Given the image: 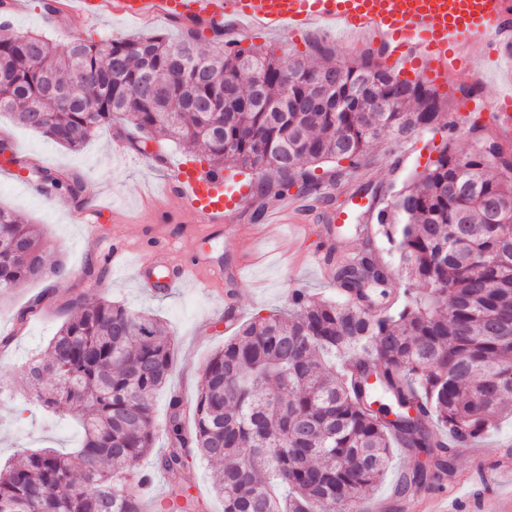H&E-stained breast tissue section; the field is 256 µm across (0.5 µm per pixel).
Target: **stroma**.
<instances>
[{"label": "stroma", "mask_w": 512, "mask_h": 512, "mask_svg": "<svg viewBox=\"0 0 512 512\" xmlns=\"http://www.w3.org/2000/svg\"><path fill=\"white\" fill-rule=\"evenodd\" d=\"M21 2V8L8 20L9 30L42 33L59 45L77 35L98 41L139 33L174 38L181 32L179 23L165 19L144 24L107 15L84 23L60 10H46V0ZM131 132L128 122L116 121L95 132L80 149L69 150L16 124L9 114H0V135L10 137L25 166L76 174L87 186L78 199L64 194L47 196L34 180L17 178L0 168V205L22 221L42 225L47 265L60 263L68 270L63 281L24 283L0 298V337H12L8 347L0 348V381L15 391L13 400L0 407V465L13 462L26 447L65 450L79 443L77 427L58 422L26 401V381L19 371L28 358L44 353L49 340L71 316L74 298L104 297L135 311L153 313L167 324L175 341V358L171 377L154 402L155 422L160 425L171 394L194 400L201 368L240 325L287 309L292 288L322 297L335 295L336 286L322 277L318 260L332 253L355 252L364 245L348 225H333L335 205L310 198L304 201L305 232L288 223L266 227L264 221L254 219L253 212L261 203L273 208L277 200L261 197L255 184L238 207L232 228L212 224L201 239H192L190 232L198 218L180 213L170 191L180 167L204 165L203 155L164 139L148 142L139 151L131 142ZM430 153L424 135L385 137L372 146L361 168L340 171L329 163L318 168L317 175L326 181L338 173L346 189L353 191L369 183L388 195L411 173L423 171ZM97 198L110 208L102 218L104 235L123 239L130 248L128 263L118 272L108 270L102 252L83 241V225L77 216ZM170 238L176 241L172 257L200 249L206 261L223 268V281L210 280L202 271L171 291L158 290L148 280L145 268L157 243ZM92 269L106 272L100 287H93L90 281ZM23 310L28 316L20 324L16 316ZM452 457L451 476L398 496L394 486L412 468L414 457L394 449L375 499L388 502L387 512H429L436 499L443 512H494L499 502L512 500V419L499 421L496 429L471 447L455 449Z\"/></svg>", "instance_id": "obj_1"}]
</instances>
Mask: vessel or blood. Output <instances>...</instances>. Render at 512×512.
<instances>
[{
  "label": "vessel or blood",
  "instance_id": "obj_1",
  "mask_svg": "<svg viewBox=\"0 0 512 512\" xmlns=\"http://www.w3.org/2000/svg\"><path fill=\"white\" fill-rule=\"evenodd\" d=\"M60 10L93 21L110 14L143 22L176 20L202 30L230 25L258 32L288 31L295 37L336 27L356 40L367 38L383 51V62L408 78L421 77L445 87L453 75L471 70L475 84L481 72L471 69V48L481 45L496 61L512 60V0H59ZM485 106L504 140H512V93L482 104L471 98L460 106L469 113ZM246 189L224 193L223 171L209 167L181 171V212L223 223ZM154 263L168 268L164 288L176 287L200 261L172 266L165 251Z\"/></svg>",
  "mask_w": 512,
  "mask_h": 512
}]
</instances>
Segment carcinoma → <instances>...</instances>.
<instances>
[{
  "instance_id": "1",
  "label": "carcinoma",
  "mask_w": 512,
  "mask_h": 512,
  "mask_svg": "<svg viewBox=\"0 0 512 512\" xmlns=\"http://www.w3.org/2000/svg\"><path fill=\"white\" fill-rule=\"evenodd\" d=\"M311 48L324 64L235 41L215 53L190 26L176 41L75 37L63 48L43 34L0 35V112L71 150L123 119L143 143L156 133L249 171L262 194L273 178L282 195L296 186L329 199L314 174L322 165L336 164L339 195L341 163L360 167L372 142L442 134L437 159L368 210L399 270L367 245L336 267V297L293 290L287 311L240 326L209 358L193 403L171 398L154 467L183 481L158 512H203L192 493L198 458L219 465L224 512H358L393 449L434 460L403 473V494L452 471L447 439L472 441L512 416V172L496 160L498 140L463 120L489 148L462 156L436 86L393 80L378 49L344 63L323 41ZM338 71L331 106L268 112L256 102L306 97ZM33 174L46 195L85 192L78 177ZM44 246L39 225L0 206V296L65 277L62 265L46 267ZM72 305L23 375L30 402L80 422L81 446L26 450L0 468V512H142L131 479L154 445L172 336L159 318L106 299Z\"/></svg>"
}]
</instances>
